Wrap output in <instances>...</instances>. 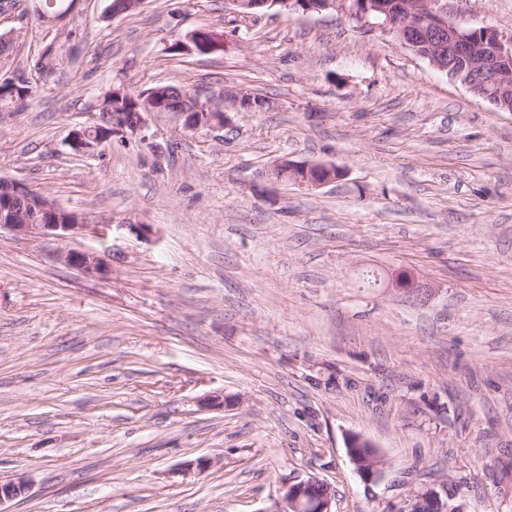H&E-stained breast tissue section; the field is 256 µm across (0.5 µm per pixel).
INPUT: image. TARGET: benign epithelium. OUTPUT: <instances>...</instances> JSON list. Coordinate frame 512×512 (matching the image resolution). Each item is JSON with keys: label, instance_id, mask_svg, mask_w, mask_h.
<instances>
[{"label": "benign epithelium", "instance_id": "benign-epithelium-1", "mask_svg": "<svg viewBox=\"0 0 512 512\" xmlns=\"http://www.w3.org/2000/svg\"><path fill=\"white\" fill-rule=\"evenodd\" d=\"M269 3L284 6H304V12H322L334 9L349 15L371 28L396 36L414 51L421 45L428 46L422 57L448 76L461 78L462 74H478L484 82L497 90L496 103L503 104L512 96V37L506 38L491 27L468 28L448 18L445 0H402L399 8L377 0H232L235 10L242 15ZM230 102L238 110L259 111L267 102L251 93L226 88L221 92L185 93L181 89L171 91V97L163 106H149L142 112H106L99 117L94 128L100 137L107 139L105 129L123 135L148 140V116L154 112H169L179 120L187 133L201 130H221L230 122L224 104ZM270 179L291 185L307 193L336 182L344 176V169L334 163H309L283 159L268 173ZM28 189L18 182L0 185V230L6 229L18 236L35 237L53 232L64 235H81L88 225L79 220L62 222L58 215L59 205L47 197L41 198L35 207L28 206ZM59 259L69 266L88 274L104 276L108 269L104 260L93 252L67 251L59 253ZM391 287L404 298L424 303L432 295L428 284L417 276L402 272L391 281ZM365 439L359 435L348 437V453L361 478L366 482L377 481L383 472L385 461L376 453L367 461L358 458L354 447ZM323 481L309 478L286 485L271 512H333L331 494L320 492ZM423 505L432 512H467L466 504L456 497L443 494L434 488H426L413 494L401 512H419Z\"/></svg>", "mask_w": 512, "mask_h": 512}]
</instances>
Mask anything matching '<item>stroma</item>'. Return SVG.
<instances>
[{
    "label": "stroma",
    "instance_id": "stroma-1",
    "mask_svg": "<svg viewBox=\"0 0 512 512\" xmlns=\"http://www.w3.org/2000/svg\"><path fill=\"white\" fill-rule=\"evenodd\" d=\"M447 3L512 35V0ZM108 4L46 24L42 0H0L14 67L55 53L27 109L0 112V177L111 227L0 232V483L29 485L7 512H270L311 476L335 512H401L430 486L512 512V112L334 11ZM199 28L223 50L174 51ZM156 84L274 107L196 134L158 112L147 141L72 154L106 92ZM283 158L345 175L301 195L266 178ZM366 270L433 294L410 304ZM351 434L384 457L378 482ZM58 257L65 264L76 267L89 274L105 276L108 272L104 260L93 252L67 251L60 252ZM365 441L360 435H350L347 440L348 453L361 478L366 482H376L381 477L385 461L376 451L366 462H361L354 446H361Z\"/></svg>",
    "mask_w": 512,
    "mask_h": 512
}]
</instances>
